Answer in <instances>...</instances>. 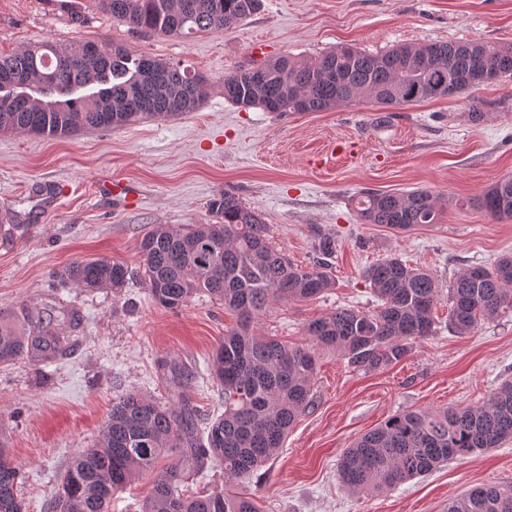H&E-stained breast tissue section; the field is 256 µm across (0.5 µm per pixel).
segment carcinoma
<instances>
[{
    "label": "carcinoma",
    "mask_w": 512,
    "mask_h": 512,
    "mask_svg": "<svg viewBox=\"0 0 512 512\" xmlns=\"http://www.w3.org/2000/svg\"><path fill=\"white\" fill-rule=\"evenodd\" d=\"M97 8L131 29L164 36L224 33L256 14L262 0H94ZM512 76V46L480 40L400 43L380 53L339 45L314 57L280 56L224 74V100L265 112H327L356 102L382 109L454 95L486 85L484 74ZM208 78L180 65L132 53L126 46L43 42L0 55V132L53 138L114 129L144 119L191 112L202 104ZM98 85L86 97L79 87ZM37 91L40 97L30 95ZM492 217H512V177L479 200ZM363 224L405 231L437 223L438 197L427 189L364 191L354 201ZM216 224L161 225L140 242L143 277L154 302L183 307L210 296L235 313L212 359L224 412L198 429L196 409L184 397L161 405L128 392L112 404L101 438L67 467L53 512H109L112 496L133 477L153 475L142 512H262L243 492L182 490L190 473L211 459L229 480L264 466L293 424L311 406L317 375L314 353L258 336L252 323L275 302L307 300L334 286V237L322 236L316 260L301 269L269 246L262 214L231 193L210 203ZM84 291L118 289L128 266L106 257L76 260L52 272ZM363 277L378 301L374 311L340 307L309 321L316 343L338 351L354 368L375 371L402 361L414 342L432 335L433 312L448 301V325L458 335L512 309V255L466 267L446 287L428 270L387 256ZM79 314L49 295L38 306L0 308V364L52 361L77 345ZM512 440V383L481 406L411 410L365 433L343 452L338 474L350 489L377 494L423 476L450 458L499 448ZM172 462L156 470L163 457ZM21 465L0 448V512H24ZM448 512H512V483L477 486L448 502Z\"/></svg>",
    "instance_id": "cac0c4a2"
}]
</instances>
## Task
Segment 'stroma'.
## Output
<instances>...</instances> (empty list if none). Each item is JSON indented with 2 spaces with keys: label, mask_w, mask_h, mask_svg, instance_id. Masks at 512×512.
Listing matches in <instances>:
<instances>
[{
  "label": "stroma",
  "mask_w": 512,
  "mask_h": 512,
  "mask_svg": "<svg viewBox=\"0 0 512 512\" xmlns=\"http://www.w3.org/2000/svg\"><path fill=\"white\" fill-rule=\"evenodd\" d=\"M75 10L84 24L72 22ZM256 37L271 58L310 57L345 43L371 53L432 41L512 46V0H263L235 29L188 40L129 29L94 0H0L2 55L46 40L114 42L210 79L201 106L174 117L62 138L0 133V213L13 218L0 226V307L32 306L52 293L82 316L71 355L48 365H0V445L23 469L25 512H52L63 473L99 439L113 399L134 391L172 401L163 362L190 375L186 394L201 422L223 411L211 360L236 319L206 296L176 311L153 302L138 269L139 244L156 226L214 222L209 203L228 191L262 213L272 245L298 266L312 264L320 235H334L333 288L274 303L254 324L257 335L306 346L308 321L339 307L374 309L362 273L378 259L398 256L446 285L467 266L512 254V218L476 205L512 175V77L470 96L383 113L365 102L301 115L244 109L225 101L221 79L253 64ZM473 96L491 104L477 122L469 116ZM340 138L357 141L353 157L328 156ZM113 178L133 185L136 199L99 193ZM417 188L440 196L437 223L399 232L360 223L350 207L366 189ZM99 255L133 270L124 288L85 292L51 276ZM434 316L433 335L381 370L354 369L337 352L316 348L312 407L278 453L233 489L256 497L265 512H446L467 489L512 482V443L447 461L378 495L339 479L344 449L392 416L476 407L512 382V310L467 336L449 328L447 305Z\"/></svg>",
  "instance_id": "35a3bbf8"
}]
</instances>
